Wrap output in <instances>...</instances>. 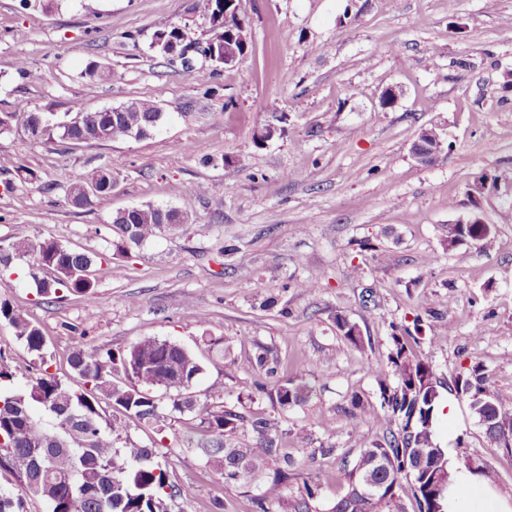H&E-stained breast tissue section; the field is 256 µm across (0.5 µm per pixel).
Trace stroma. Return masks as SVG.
Returning a JSON list of instances; mask_svg holds the SVG:
<instances>
[{"label": "stroma", "instance_id": "1", "mask_svg": "<svg viewBox=\"0 0 512 512\" xmlns=\"http://www.w3.org/2000/svg\"><path fill=\"white\" fill-rule=\"evenodd\" d=\"M240 15L245 55L203 88L192 77L201 56L170 66L151 47L162 22L210 38L200 0H58L49 13L0 0V113L17 116L0 133V156L38 175L24 183L0 173V240L53 239L108 254L117 210L152 204L185 216L96 265V304L38 296L22 260L0 281V296L42 329L51 372L76 388L67 363L75 348L180 342L205 368L194 399L206 401L220 381L226 406L304 435L288 451L312 460L323 485L317 508L327 512L344 484L343 457L359 450L348 398L379 404L378 379L393 374L392 326L421 319L442 383L479 363L512 396V219L504 217L512 208V0H240ZM94 62L110 65L112 79L91 95L82 73ZM388 88L398 97L384 108ZM134 98L165 114L145 140L68 148L31 139L20 122L37 112L54 124ZM274 120L281 134L258 142L257 130ZM431 127L445 148L423 163L411 144ZM100 168L112 172L111 195L73 206L65 187ZM186 184L198 195L179 194ZM478 185L496 244L449 248L448 226L471 211ZM229 244L235 252L223 254ZM308 277L318 279L315 291L295 288ZM339 313L359 325L363 349L345 347ZM207 334L222 339L225 357L204 345ZM262 347L286 375L314 385L310 399L285 411L269 393L247 395V363ZM0 353L12 390H23L39 360L4 321ZM228 357L238 371L225 372ZM451 424L512 499V455L464 403L439 427ZM183 432L175 425L157 448L180 491L170 512H261L259 489L225 482ZM331 445L335 454L312 457Z\"/></svg>", "mask_w": 512, "mask_h": 512}]
</instances>
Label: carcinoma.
<instances>
[{"mask_svg": "<svg viewBox=\"0 0 512 512\" xmlns=\"http://www.w3.org/2000/svg\"><path fill=\"white\" fill-rule=\"evenodd\" d=\"M86 85L112 80V68L91 64L84 73ZM164 112L156 103L137 100L49 124L34 112L23 125L29 135L43 142L77 145L79 139H96L102 129L109 139H146L160 126ZM15 172L26 182L37 175L10 157L0 158V172ZM109 179L95 172L87 181H76L65 189L70 201L81 200L89 208L112 194ZM168 209L146 204L128 213L112 215L110 230L114 255L140 246L157 236L172 221ZM496 239L492 224L448 225V246L471 241L485 249ZM29 257V274L37 294L44 297L62 292L88 302L96 299L88 271L104 254L89 255L51 239L0 243V273L15 260ZM50 275L39 277L37 271ZM0 320L8 322L29 352L40 360L38 375L20 392L8 390L13 380L10 365L0 355V468L17 471L20 487L15 493L0 491V512H27V499L43 500L48 512H169L168 501L177 497L166 466L156 460L154 447L159 436L172 427L176 415L183 416L184 435L201 450L206 466L224 481L254 485L261 501H279L288 480L302 482L303 496L291 504L292 512H313L321 484L302 463L285 451L288 439L305 440L299 433L281 430L277 424L253 413L224 406V384L210 386L211 401L199 404L191 389L204 371L202 364L181 344L172 340L144 338L118 352L110 348H78L69 364L82 380L74 389L49 372L46 339L12 302L0 297ZM336 329L346 347L360 349L359 326L345 315L335 317ZM387 361L396 376L391 385L378 381L380 407L394 428L379 439L363 432L362 424L372 418L374 406L354 394L347 412L359 451L343 461L344 492L336 497L331 512H405L399 491L408 481L414 489L418 512H438L444 506L451 472L445 451L435 441L433 425L439 397L438 381L421 347V337L408 330L392 328ZM251 367L267 378H278L280 361L264 350ZM455 394L464 399L478 418L487 437L512 454V399L505 396L477 364L452 382ZM313 386L295 377L279 378L277 403L290 409L306 402ZM148 426L155 437L148 445L126 439L131 426ZM456 461L472 474L497 482V474L483 462L467 463L464 443Z\"/></svg>", "mask_w": 512, "mask_h": 512, "instance_id": "obj_1", "label": "carcinoma"}]
</instances>
